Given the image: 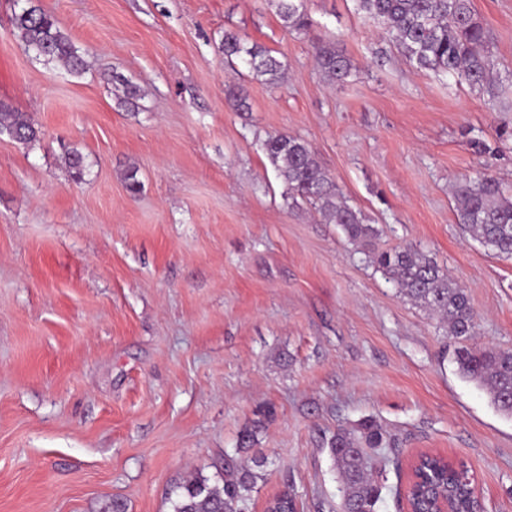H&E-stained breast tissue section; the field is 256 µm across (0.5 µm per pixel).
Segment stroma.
<instances>
[{"mask_svg":"<svg viewBox=\"0 0 512 512\" xmlns=\"http://www.w3.org/2000/svg\"><path fill=\"white\" fill-rule=\"evenodd\" d=\"M24 6L56 19L83 74L25 50ZM472 6L494 98L407 62L355 0H304L305 35L273 0H0V102L41 131L0 135V512H172L183 480L222 482L254 454L246 512L284 491L297 512H339L327 441L367 417L398 441L377 512H404L397 465L426 448L467 463L485 512H512V419L263 149L308 142L379 248L433 258L467 289L476 343L512 350V258L463 232L451 195L465 176L512 185V0ZM228 30L286 63L279 87L225 58ZM316 37L351 59L346 83L318 68ZM115 73L141 87L135 107Z\"/></svg>","mask_w":512,"mask_h":512,"instance_id":"1","label":"stroma"}]
</instances>
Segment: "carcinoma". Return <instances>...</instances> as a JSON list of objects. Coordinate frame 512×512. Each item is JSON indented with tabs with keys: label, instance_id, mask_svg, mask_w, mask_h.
Here are the masks:
<instances>
[{
	"label": "carcinoma",
	"instance_id": "obj_1",
	"mask_svg": "<svg viewBox=\"0 0 512 512\" xmlns=\"http://www.w3.org/2000/svg\"><path fill=\"white\" fill-rule=\"evenodd\" d=\"M283 28L308 34L309 24L302 0H276ZM358 9L376 20L405 59L419 68L442 71L457 77L481 93H493L497 80L487 46V32L475 17L471 0H356ZM14 33L25 48L48 62L62 64L70 73L86 69L84 54L60 30L57 21L35 8H23L13 17ZM315 60L326 80L343 83L353 64L330 43L318 38L313 43ZM224 56L239 57L251 72L271 86L279 84L287 65L267 48L248 43L236 33H224ZM112 84L122 87L121 103L141 97L139 85L121 74ZM8 133L21 144L39 140L40 130L21 112L0 104V133ZM264 149L288 187L315 204L326 221L337 224L352 243L368 248L369 264L394 283L398 292L437 315L446 324L449 337L457 341L454 361L459 374L485 392L490 403L512 417V350L479 347L475 336L476 314L467 290L424 252L411 247L387 251L371 249L377 229L364 223L361 213L341 199L336 185L317 160L306 141L288 134L268 138ZM71 176L81 179L84 156L68 152ZM457 223L462 230L499 255L512 257V194L490 177H463L453 186ZM259 425L245 427L237 448L246 451L257 441ZM339 479L340 512H376L382 487L372 471L378 451L394 445L391 435L372 418L359 420L350 428H339L328 442ZM257 474L241 468L223 484L211 485L201 474L179 486L172 512H245Z\"/></svg>",
	"mask_w": 512,
	"mask_h": 512
}]
</instances>
